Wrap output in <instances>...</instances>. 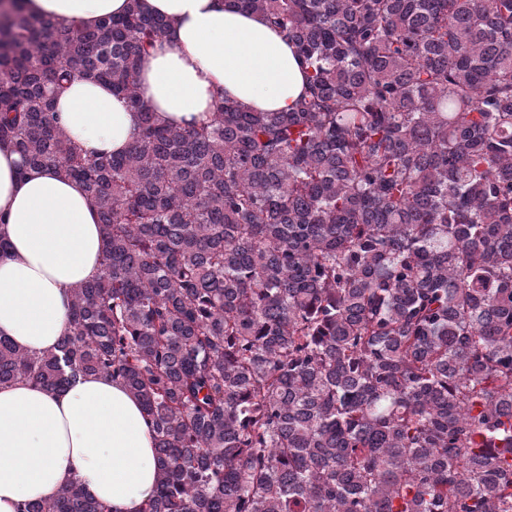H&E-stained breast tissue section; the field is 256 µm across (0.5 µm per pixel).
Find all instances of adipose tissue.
<instances>
[{"instance_id": "ef3b65f1", "label": "adipose tissue", "mask_w": 512, "mask_h": 512, "mask_svg": "<svg viewBox=\"0 0 512 512\" xmlns=\"http://www.w3.org/2000/svg\"><path fill=\"white\" fill-rule=\"evenodd\" d=\"M129 0H0L91 27ZM170 24L137 75L141 98L168 123L206 121L217 95L256 111L287 110L304 89L294 49L262 16L227 0H141ZM54 108L68 136L94 155L125 152L138 118L111 85L73 79ZM0 335L31 352L53 350L76 289L101 271L104 243L84 186L55 168L22 170L0 147ZM157 462L139 400L121 383L88 376L50 392L26 380L0 387V512L56 497L80 481L114 512H140Z\"/></svg>"}]
</instances>
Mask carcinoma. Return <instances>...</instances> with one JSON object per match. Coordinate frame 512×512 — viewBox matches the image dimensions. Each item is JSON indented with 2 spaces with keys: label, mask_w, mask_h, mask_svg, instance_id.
Listing matches in <instances>:
<instances>
[{
  "label": "carcinoma",
  "mask_w": 512,
  "mask_h": 512,
  "mask_svg": "<svg viewBox=\"0 0 512 512\" xmlns=\"http://www.w3.org/2000/svg\"><path fill=\"white\" fill-rule=\"evenodd\" d=\"M293 44L286 112L164 123L137 74L169 28L0 23V145L85 187L103 272L0 385L108 375L140 401L143 512H512V0H231ZM139 114L88 156L54 97ZM20 512H115L71 482ZM54 108L68 136L88 154L123 153L135 140L137 115L109 84L73 78Z\"/></svg>",
  "instance_id": "1"
}]
</instances>
